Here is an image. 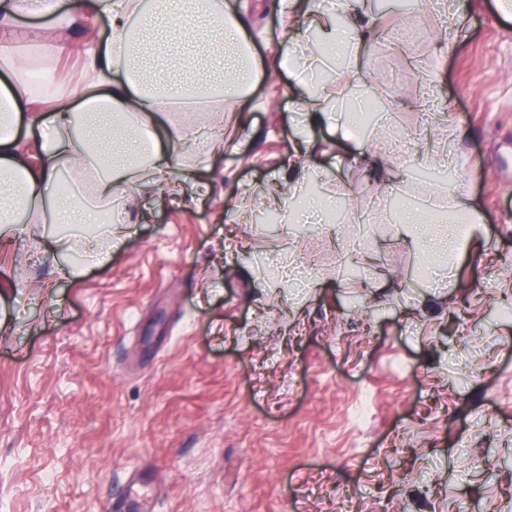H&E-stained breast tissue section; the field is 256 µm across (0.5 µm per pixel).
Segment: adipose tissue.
<instances>
[{"label":"adipose tissue","instance_id":"1","mask_svg":"<svg viewBox=\"0 0 512 512\" xmlns=\"http://www.w3.org/2000/svg\"><path fill=\"white\" fill-rule=\"evenodd\" d=\"M288 21L318 30L321 42L285 52L295 81L304 87L324 66L323 48L341 47L334 20L342 15L357 49H364L377 26L369 7L336 0L335 14L321 12L314 0H280ZM50 14L48 26L30 28L28 48L52 60L69 50L62 34L88 18L105 19L106 36L88 30L82 45L83 95L79 102L58 100L43 120L38 159L19 139L22 109L33 101L26 85L27 66L16 54L15 22L23 14ZM236 0H0V237L14 241L31 224H93L94 210L62 199L56 182L63 169L94 176L93 192L111 201L117 186L149 184L171 167L184 145L200 156L223 149L220 139L200 137L192 119L168 126L161 119L186 96L215 102L214 85L242 99L260 64ZM304 120L346 133L348 113L328 107L325 98L304 92L295 100ZM26 223H17L18 214Z\"/></svg>","mask_w":512,"mask_h":512}]
</instances>
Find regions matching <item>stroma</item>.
Masks as SVG:
<instances>
[{
    "label": "stroma",
    "instance_id": "obj_1",
    "mask_svg": "<svg viewBox=\"0 0 512 512\" xmlns=\"http://www.w3.org/2000/svg\"><path fill=\"white\" fill-rule=\"evenodd\" d=\"M238 4L267 72L235 110L195 113L223 151L200 165L184 147L177 170L117 192L107 266H83L107 240L78 227L52 231L64 252L41 224L0 246V512H107L145 466L153 512H512V19L494 0L412 17L394 0L379 23L410 30L403 52L372 44L325 89L383 97L390 136L344 138L301 123L279 66L300 32L277 0ZM84 37L29 66L74 86ZM408 133L420 163L459 152L451 178L403 163ZM299 179L355 210L320 229L261 222ZM451 189L474 226L437 288L430 244L397 225ZM286 255L319 287L291 288Z\"/></svg>",
    "mask_w": 512,
    "mask_h": 512
}]
</instances>
